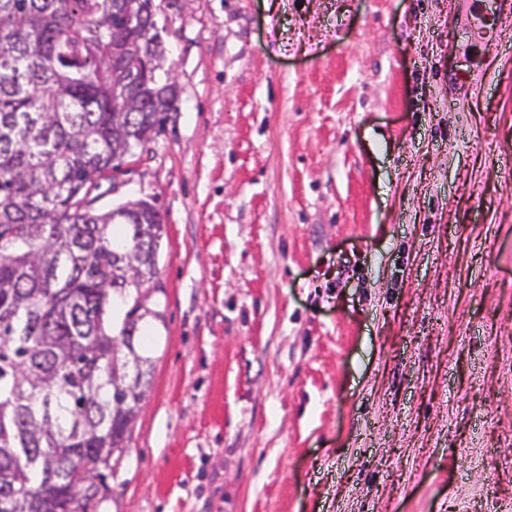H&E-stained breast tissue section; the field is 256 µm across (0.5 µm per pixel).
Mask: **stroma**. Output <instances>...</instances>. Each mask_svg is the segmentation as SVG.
<instances>
[{
  "label": "stroma",
  "mask_w": 512,
  "mask_h": 512,
  "mask_svg": "<svg viewBox=\"0 0 512 512\" xmlns=\"http://www.w3.org/2000/svg\"><path fill=\"white\" fill-rule=\"evenodd\" d=\"M180 97L102 182L166 234L89 512H512V10L155 0Z\"/></svg>",
  "instance_id": "1"
}]
</instances>
